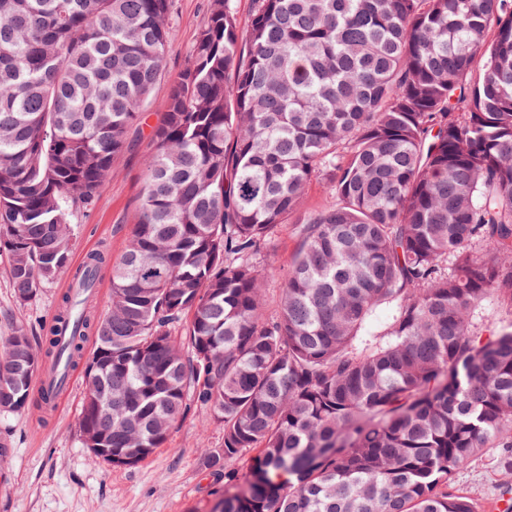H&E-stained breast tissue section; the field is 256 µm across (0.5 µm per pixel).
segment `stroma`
<instances>
[{
  "instance_id": "35a3bbf8",
  "label": "stroma",
  "mask_w": 512,
  "mask_h": 512,
  "mask_svg": "<svg viewBox=\"0 0 512 512\" xmlns=\"http://www.w3.org/2000/svg\"><path fill=\"white\" fill-rule=\"evenodd\" d=\"M207 0H174V37L167 54V75L155 86L151 103L136 130L134 150L118 155L112 172L100 188L93 209L79 222L83 229L75 241L72 267H80L84 255L103 251L112 261L125 252L143 184L144 162L153 149V132L159 125L172 79L187 64L189 51L206 19ZM302 227L289 220L263 245L257 261L262 269L264 313L277 311L284 275L298 249ZM7 260L0 256V334L10 324L39 330L53 315L66 289L59 277L28 304L16 302L6 274ZM84 398V380L76 378L59 412L37 407L0 420V435L9 439L13 455L0 473V512H211L218 488L203 473L199 458L203 449L220 447L224 432L209 413L192 411L175 425L167 443L140 464L116 468L91 461L78 441V421ZM507 478L492 464L491 456L464 464L458 485L491 512Z\"/></svg>"
}]
</instances>
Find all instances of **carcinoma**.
<instances>
[{
    "label": "carcinoma",
    "mask_w": 512,
    "mask_h": 512,
    "mask_svg": "<svg viewBox=\"0 0 512 512\" xmlns=\"http://www.w3.org/2000/svg\"><path fill=\"white\" fill-rule=\"evenodd\" d=\"M208 0L153 134L112 310L69 294L0 338V419L43 358L84 366L78 440L133 467L191 408L224 441L212 512H478L512 475V0ZM173 0H0V252L16 301L66 273L78 218L166 71ZM303 214L275 316L256 255ZM92 253L75 273L96 285ZM502 309L483 320L484 305ZM95 338L87 354L84 341ZM333 197L321 179H314L308 186L302 204V212L318 209L333 203ZM495 450H490L480 459L464 464L457 473L458 485L467 491L479 505V512L491 511L501 497L504 483L512 486V476L502 475L493 465Z\"/></svg>",
    "instance_id": "carcinoma-1"
}]
</instances>
